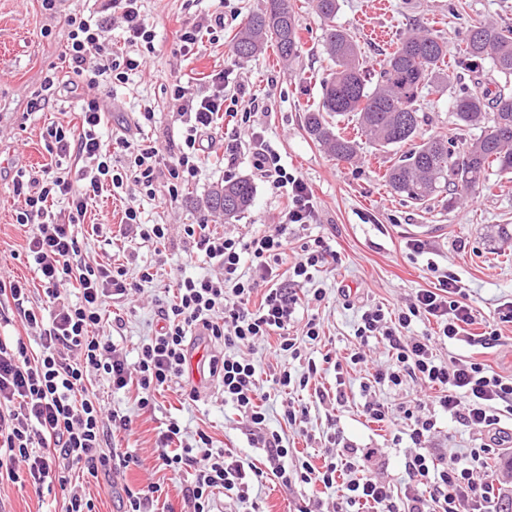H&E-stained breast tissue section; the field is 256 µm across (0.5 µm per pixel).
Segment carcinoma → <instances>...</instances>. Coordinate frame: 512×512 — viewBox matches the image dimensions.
<instances>
[{"label":"carcinoma","instance_id":"cac0c4a2","mask_svg":"<svg viewBox=\"0 0 512 512\" xmlns=\"http://www.w3.org/2000/svg\"><path fill=\"white\" fill-rule=\"evenodd\" d=\"M324 21V49L334 65L321 85V105L307 109L305 131L334 160L346 164L358 156V142L341 134L332 118L350 116L376 148H397L399 157L384 177L398 195L424 205L442 193L461 198L485 185L489 176L512 174V27L493 22L472 23L455 68L472 75L452 102L455 125L474 132L458 143L446 134L419 136L423 117L417 101L422 89L450 84L454 73L445 68L447 47L425 30L406 34L383 62L372 80L359 60L350 33L335 25L339 0H310ZM274 46L279 57L291 62L300 52L297 14L292 0H263L251 13L232 44L233 54L249 59ZM499 81H483L485 66ZM255 188L247 178L215 187L201 207L213 221L226 223L246 211Z\"/></svg>","mask_w":512,"mask_h":512}]
</instances>
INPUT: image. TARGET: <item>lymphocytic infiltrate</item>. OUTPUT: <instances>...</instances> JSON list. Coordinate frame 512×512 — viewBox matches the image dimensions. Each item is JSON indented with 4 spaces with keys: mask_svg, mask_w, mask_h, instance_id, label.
Here are the masks:
<instances>
[{
    "mask_svg": "<svg viewBox=\"0 0 512 512\" xmlns=\"http://www.w3.org/2000/svg\"><path fill=\"white\" fill-rule=\"evenodd\" d=\"M110 13L100 11L67 15L63 54L75 78L88 88L125 82L129 74L145 69L154 50L155 33L141 11V0H109ZM119 12L125 47H112V12ZM171 98L188 122L179 141L160 145L149 138L115 137L105 144L100 131L105 107L87 98L80 125H51L43 134L48 151L63 166L41 172L17 171L14 192L24 200L16 222L27 228L26 258L43 287L47 309L27 307L30 290L18 280L0 274V295L10 296L25 330L36 340L30 352L23 338H0V481L26 476L35 494L58 488L65 512H94L93 499L83 496L73 473L90 476L123 474L138 459L112 446L110 429L134 435L131 417L107 407L92 389L99 381L112 392L137 388L139 409L151 411L155 396L175 390L183 402L196 401L198 392L187 377L196 340L214 346L206 372L224 394L225 405L242 414L251 447L263 450L262 464L246 462L214 446L205 431L187 437L178 421H169L158 433V466L178 476L190 473L182 489L187 512H214L216 492L249 499L268 477L281 484L297 481L335 491L332 512H493L512 468L491 466L502 449L512 447V433L500 426L503 414H512V375L467 358L442 361L434 351L439 341L468 336L475 322L469 296L459 280L428 264L437 285L418 290L411 301L394 310L376 305L365 309L355 329L361 350L342 358L326 353L308 356L304 343L320 339V324L306 316V303L324 301L325 289L300 296L299 287L315 272L335 263L337 255L324 237L303 242L288 275L279 265L291 240L293 226L314 223L316 198L281 154L265 141L253 147V166L272 190L287 199L280 224L247 237L211 232L206 221L184 224L183 238L213 267L209 276L174 278L172 297H155L159 324L128 357L104 312L114 303H133L145 285L156 278L153 265L136 272L122 267L88 263L80 258L74 232L104 186L124 194L127 207L123 232L141 243L163 244L170 237L167 224H147L140 203L148 199L163 209L175 208L186 185L200 180L208 167L216 117L225 106H237V91L229 90L223 74L212 77V88L202 95L187 94L173 83ZM125 154L118 168L113 152ZM65 208L54 211L53 203ZM78 290L77 302L64 296ZM436 324L435 333H414L419 321ZM278 336L279 349L302 362L300 377L283 369L270 377L272 386L291 384L307 388L323 367L336 374V395L344 397L345 367L367 364L364 352L370 340L385 341L392 362L375 368L361 389L368 395L362 406L372 423L402 422L415 452L404 462V494H396L390 480L369 468L373 448H356L328 436L329 447L319 463L304 459L288 466L289 455L281 435L268 426L264 394L259 387L261 366L242 355V348ZM470 345L488 349L498 340L497 330L468 336ZM420 385L419 395L390 405L376 398L378 390L397 389L406 382ZM484 435L480 447L463 455L434 453L426 446L437 427L436 412Z\"/></svg>",
    "mask_w": 512,
    "mask_h": 512,
    "instance_id": "f902f5d3",
    "label": "lymphocytic infiltrate"
}]
</instances>
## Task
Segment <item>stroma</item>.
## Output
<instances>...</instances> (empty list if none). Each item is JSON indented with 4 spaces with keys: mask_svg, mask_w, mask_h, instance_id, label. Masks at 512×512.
Instances as JSON below:
<instances>
[{
    "mask_svg": "<svg viewBox=\"0 0 512 512\" xmlns=\"http://www.w3.org/2000/svg\"><path fill=\"white\" fill-rule=\"evenodd\" d=\"M101 0H56L53 9H45L42 0H0V263L12 277L34 280L33 270L23 253L24 227L16 224L15 213L23 201L13 191L17 170L54 169L56 157L45 145L43 133L50 123H68L80 111L84 99L96 96L104 101L107 114L101 127L104 140H111L121 127L133 124L136 112L146 105L156 112L155 121L145 127V135L160 144L179 139L183 125L170 95L173 82H181L190 93L207 91L213 74L229 73L231 84L242 87L245 96L240 109H254L251 130L242 131V139L259 134L279 151L290 169L296 170L314 192L318 202L316 223L294 228L295 243L314 236L329 239L339 256L335 269L315 273L313 287L325 289V300L314 310L323 335L310 345L311 357L321 358L333 350L347 356L358 346L354 335L362 312L368 307L400 306L419 289L436 284L428 263L456 276L465 287L476 318L470 331L482 333L498 306L512 301V174L491 175L488 187L477 189L467 198L451 202L437 196L426 206L411 203L395 194L384 174L393 162L392 152L376 150L362 139L354 122H339L340 131L358 139L356 162L344 164L332 160L306 134L302 113L316 108L321 98V84L332 70L323 48L324 22L308 6V0H296L301 50L291 64H284L274 48L258 57L241 59L230 50L232 40L247 15L262 5V0H143V11L155 32V51L145 71L130 75L123 83H105L95 89L79 85L61 92L48 109L27 111V102L49 72L66 73L61 49L67 39L64 18L77 10L100 8ZM223 12L224 29L216 40L206 42L200 52L173 54L171 47L184 22L196 17ZM490 19L512 27V0H339L337 26L346 28L356 40L367 72L378 71L381 64L411 30L425 29L448 44L449 59H456L468 25ZM467 72H458L447 86L426 88L420 98L424 118L423 134L448 133L458 139L471 133L457 128L452 116V100L468 85ZM234 177L247 178L255 187L252 206L229 224L215 225V232L248 235L269 230L279 224L284 200L260 178L253 167L251 153L241 154ZM224 181L221 159L212 158L200 181L187 186L176 210H165L154 202L143 204L142 218L150 224H193L204 217L200 202ZM125 203L112 191H105L89 208L75 231L80 241L81 258L89 263L113 262L119 252L111 239L119 235ZM422 242L423 253L411 250ZM136 265L151 264L161 269L159 281L145 289V301L120 308L125 323L120 331L128 356H135L138 346L156 327V309L149 298L162 290L171 274L188 276L210 274L203 258L192 255L180 238H173L163 253L141 246L135 251ZM350 290L349 300H342L338 289ZM368 368L350 371L343 402H314L309 408L307 435H299L285 426L282 416L287 402L297 399V392L271 391L266 401L268 423L279 431L289 448L290 463L318 453L327 434L340 431L343 437L361 448L383 451V468L389 479L400 481L407 441L402 440V426L378 425L360 414L363 392L360 384L369 368L388 364L391 356L380 342L369 343ZM192 380L198 399L180 404L172 392L158 396L154 412L137 414L135 396L101 389L107 406L134 414L136 433L131 452L139 463L115 479L99 477L86 483L98 512H119L125 486L147 482L159 483L162 502L180 512V480L157 466L156 434L171 419H178L188 433L205 430L217 445L240 457L258 458L262 452L249 447L244 435L245 423L237 411L224 405V398L214 384L201 373ZM438 433L431 442L433 451L466 454L479 447V433L438 415ZM334 493L323 487L302 483L283 486L268 479L258 502L226 501L216 495V512H298L300 507L317 500H331ZM65 504L59 491L35 494L30 488L6 482L0 484V512H63Z\"/></svg>",
    "mask_w": 512,
    "mask_h": 512,
    "instance_id": "1",
    "label": "stroma"
}]
</instances>
